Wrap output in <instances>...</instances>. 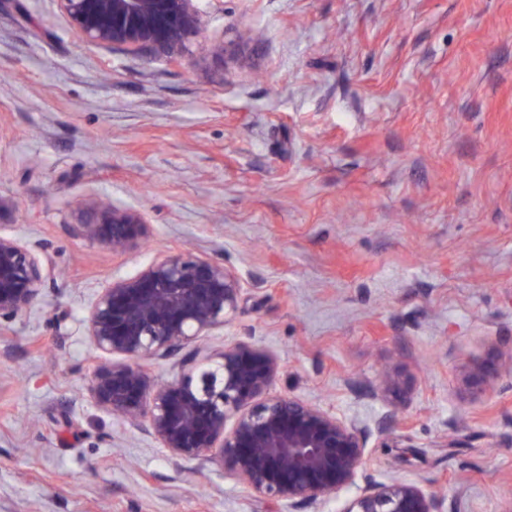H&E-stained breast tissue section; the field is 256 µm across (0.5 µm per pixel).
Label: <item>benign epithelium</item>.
<instances>
[{
	"label": "benign epithelium",
	"instance_id": "benign-epithelium-1",
	"mask_svg": "<svg viewBox=\"0 0 512 512\" xmlns=\"http://www.w3.org/2000/svg\"><path fill=\"white\" fill-rule=\"evenodd\" d=\"M73 33L96 46L183 56L201 24L200 0H57ZM92 221L79 234L114 252L146 235L137 212L92 202ZM54 262L36 242L0 225V320L23 312L53 276ZM245 288L227 267L191 253L157 257L136 274L100 289L85 319L95 349L120 360L97 366L90 390L95 404L148 434L175 465L217 463L239 478L247 495L322 506L353 491L337 512H442L443 500L415 481L358 479L373 433L297 396L271 392L278 372L270 351L242 343L212 354L199 340L236 314ZM177 377L159 383L142 361L170 359ZM496 381L474 364L459 377L460 393L479 398Z\"/></svg>",
	"mask_w": 512,
	"mask_h": 512
}]
</instances>
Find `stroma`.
Listing matches in <instances>:
<instances>
[{
    "label": "stroma",
    "instance_id": "obj_1",
    "mask_svg": "<svg viewBox=\"0 0 512 512\" xmlns=\"http://www.w3.org/2000/svg\"><path fill=\"white\" fill-rule=\"evenodd\" d=\"M201 8L172 63L84 43L56 0H0V225L62 272L0 325V512H292L215 464L173 466L90 394L96 291L186 249L246 288L206 349L269 350L275 393L382 432L363 479L506 512L512 0ZM99 197L144 214L145 239L115 254L80 237ZM468 362L492 394L459 395ZM384 369L390 400L370 390Z\"/></svg>",
    "mask_w": 512,
    "mask_h": 512
}]
</instances>
